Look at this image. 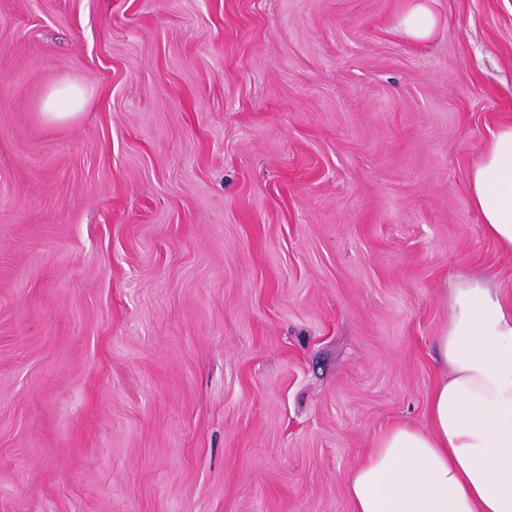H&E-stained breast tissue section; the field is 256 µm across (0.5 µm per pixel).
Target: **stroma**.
<instances>
[{"label":"stroma","instance_id":"35a3bbf8","mask_svg":"<svg viewBox=\"0 0 512 512\" xmlns=\"http://www.w3.org/2000/svg\"><path fill=\"white\" fill-rule=\"evenodd\" d=\"M408 2L0 0V512H353L426 427L512 0ZM410 1L400 20V28L409 37L424 40L436 27L437 18L424 0ZM87 91L81 86L63 81L44 97L41 104V118L48 123L63 122L72 119L84 106Z\"/></svg>","mask_w":512,"mask_h":512}]
</instances>
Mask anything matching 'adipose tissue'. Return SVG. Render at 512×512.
<instances>
[{"label":"adipose tissue","instance_id":"obj_1","mask_svg":"<svg viewBox=\"0 0 512 512\" xmlns=\"http://www.w3.org/2000/svg\"><path fill=\"white\" fill-rule=\"evenodd\" d=\"M86 100L61 82L41 117L70 120ZM468 193L482 232L512 255V124L490 131ZM436 347L428 426L380 436L348 479L354 512H512V296L484 277L457 284Z\"/></svg>","mask_w":512,"mask_h":512}]
</instances>
